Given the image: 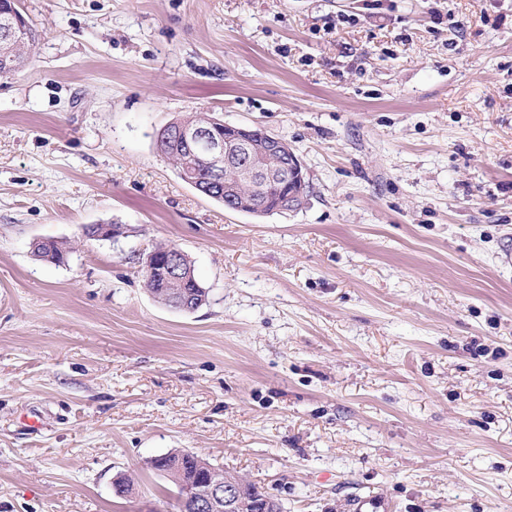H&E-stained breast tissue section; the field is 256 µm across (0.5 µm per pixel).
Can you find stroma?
Instances as JSON below:
<instances>
[{
  "label": "stroma",
  "instance_id": "35a3bbf8",
  "mask_svg": "<svg viewBox=\"0 0 512 512\" xmlns=\"http://www.w3.org/2000/svg\"><path fill=\"white\" fill-rule=\"evenodd\" d=\"M19 5L0 512H176L149 465L176 449L283 512H512V0ZM196 111L284 139L303 206L257 218L182 181L155 141ZM161 246L193 261L195 312L146 290ZM17 2V0H0V12L20 14L24 18V21L22 22V30H19V35L21 36L22 40L26 43V51L22 52L21 54H18V56H16V60L14 61V63H16L19 66V69L25 64V61L27 60L28 51L31 48V46H33V44L36 42L38 34L37 31L29 23L27 18L18 8ZM70 249L66 241L49 239L34 245L33 254L41 261L61 265L67 262Z\"/></svg>",
  "mask_w": 512,
  "mask_h": 512
}]
</instances>
